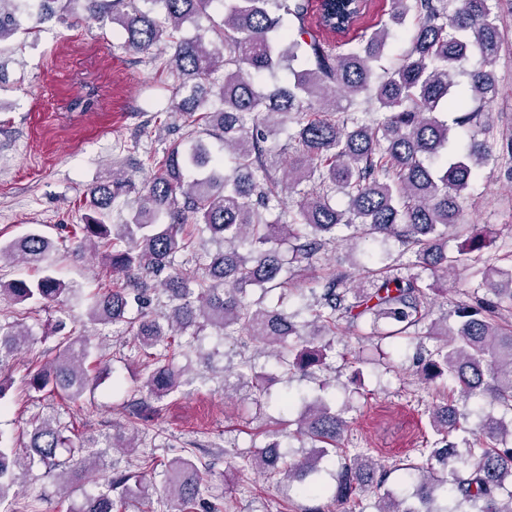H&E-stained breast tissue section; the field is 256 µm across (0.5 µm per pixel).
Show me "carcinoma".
Returning a JSON list of instances; mask_svg holds the SVG:
<instances>
[{
    "label": "carcinoma",
    "instance_id": "1",
    "mask_svg": "<svg viewBox=\"0 0 512 512\" xmlns=\"http://www.w3.org/2000/svg\"><path fill=\"white\" fill-rule=\"evenodd\" d=\"M82 4L84 17L112 15L124 31L123 46L137 53L153 49L150 63L172 78L170 114L185 123L183 140L162 159L155 172L137 183L127 173L90 186V214L71 227L73 254L103 250L112 274L129 282L105 285L89 295V317L124 323L130 343L145 360L138 392L149 400L137 415L152 420V403L179 393L186 369L181 336H199L208 327L228 336L238 330L261 350L272 349L283 375H306L323 364L327 344L308 339V328L322 325L336 334L340 322L361 321L375 330L382 319L394 327L389 336L420 334L434 341L417 363L426 382L450 381L463 401L487 399L498 413H487L478 427L453 402L428 413L437 436L408 465L418 483L409 497L386 488L390 470L359 448L340 446L347 425L335 404H308L293 433L266 435L251 456L253 469L299 484L309 505L302 512H328L322 489L310 477L337 458L332 472V500L362 504L377 496L376 512H512V326L499 322V305L512 301V269L488 254L485 232H472L448 253V240L459 226L472 183L506 166L512 177V138L494 137L493 107L499 94L495 69L503 33V0H391L389 21L363 30L343 51L317 39L307 19L310 0H220L224 21L212 29L213 46L203 36L183 35L184 25L198 24L214 0H68ZM62 0H0V45L58 16ZM364 14L356 12L332 26L317 7L318 26L347 33ZM297 21L290 29L285 19ZM411 19V48L394 66L377 71L392 27ZM285 79L261 86L264 74ZM380 114L371 122L351 116L359 97ZM221 142V152L190 129ZM294 124L288 143L276 141ZM483 138H478V135ZM134 197L124 224L106 223L107 210L121 197ZM202 224L217 245L210 262L189 273L178 255L193 247L187 224ZM351 229L348 240L381 235L400 242L414 256L406 267L373 273L367 285L329 271L321 288L310 289V320L298 313L253 301L288 283V265L311 264ZM475 254L483 264L476 295L448 317L431 318L429 296L448 293V274L461 256ZM56 250L38 228L0 243V265L22 264L40 270L35 279L0 280V299L10 305L50 307L77 294L55 275ZM161 287L165 311L149 309L150 293ZM57 337L55 355L36 369L28 385L50 389L75 402L93 394L102 357L90 360V342L65 331L58 320L49 329ZM34 338L19 320L0 322V372L30 349ZM139 428L123 426L100 442L79 443L52 415L37 419L23 448L0 438V512H15L14 487L35 469L56 481L96 471L99 448H138ZM310 441V452L288 460L282 441L291 436ZM155 458L140 470L104 471L95 491L73 512H115L130 497L162 489L178 512L200 505L203 474L188 458L177 456L156 480Z\"/></svg>",
    "mask_w": 512,
    "mask_h": 512
}]
</instances>
